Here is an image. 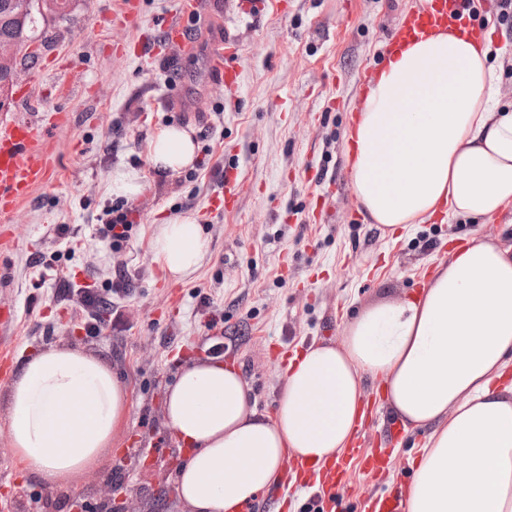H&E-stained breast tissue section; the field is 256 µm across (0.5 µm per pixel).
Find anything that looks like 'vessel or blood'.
<instances>
[{
	"mask_svg": "<svg viewBox=\"0 0 512 512\" xmlns=\"http://www.w3.org/2000/svg\"><path fill=\"white\" fill-rule=\"evenodd\" d=\"M204 0H181L177 10L161 14L157 20L162 38L181 47L188 46L186 20L203 10ZM470 0H422L417 11L400 17L388 33L389 45L426 32H440L471 24ZM225 62L215 74L218 85L234 87L242 76L240 65L235 62L236 48L225 44L221 50ZM71 115L67 112H45L35 120H0V254L13 251L19 244L11 224L19 206L27 201L34 190L49 183L53 173L50 135L57 128L69 125ZM243 183L236 170H225L224 191L215 198V208L225 211L236 209ZM358 460L362 468L374 474L385 471L387 456L384 450L365 452L354 447L346 458H333L310 465V472L319 476L320 492L315 507L331 504L333 512H353L354 504L344 493L345 462ZM404 486L391 488L370 498L368 512H404L402 501Z\"/></svg>",
	"mask_w": 512,
	"mask_h": 512,
	"instance_id": "obj_1",
	"label": "vessel or blood"
}]
</instances>
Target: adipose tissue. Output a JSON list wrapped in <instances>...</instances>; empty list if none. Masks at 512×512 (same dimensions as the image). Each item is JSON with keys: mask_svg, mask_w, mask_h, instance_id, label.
<instances>
[{"mask_svg": "<svg viewBox=\"0 0 512 512\" xmlns=\"http://www.w3.org/2000/svg\"><path fill=\"white\" fill-rule=\"evenodd\" d=\"M489 44L451 30L387 54L361 95L350 134L354 194L370 223L492 221L512 207V112L499 109ZM151 167L175 174L196 157L186 129H161ZM157 262L193 270L208 248L186 216L158 227ZM512 242L468 240L417 294L362 307L340 345L312 342L281 376L274 414L222 361L190 363L166 393L168 427L189 448L177 477L188 512H239L277 484L286 460L341 456L355 432L363 380H382L386 407L426 436L406 512H512ZM20 459L50 489L97 466L126 395L109 363L54 346L28 358L7 392Z\"/></svg>", "mask_w": 512, "mask_h": 512, "instance_id": "ef3b65f1", "label": "adipose tissue"}]
</instances>
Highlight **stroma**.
<instances>
[{"mask_svg":"<svg viewBox=\"0 0 512 512\" xmlns=\"http://www.w3.org/2000/svg\"><path fill=\"white\" fill-rule=\"evenodd\" d=\"M190 28L194 53L160 42L155 57H117V44L141 41L175 0H138V24L113 26L123 0H73L67 18L43 23L36 63L12 95L4 117L35 109L68 112L71 125L51 134V186L36 189L16 211L22 250L6 257L0 303L19 309L6 348L15 363L53 346L103 357L127 395L112 442L95 468L45 490L19 460L0 465V496L50 493L49 512H72V496L94 494L109 474L122 480L112 502L128 512H187L176 491L184 461L165 421V396L187 362L208 361L221 344L252 388L259 409L273 411L284 363L312 341L340 343L352 311L381 297L400 299L429 281L442 254L468 234L494 236L512 223V207L491 224L432 220L390 229L365 222L344 154L347 133L368 77L385 55L384 35L418 0H266L253 18L240 0H207ZM478 24L506 63L499 97L512 112V30L499 24L497 0H476ZM237 44L242 80L216 86L213 55L225 38ZM178 125L198 133L202 153L191 169L160 175L148 143ZM235 168L245 189L235 211L211 209ZM136 170L144 187L133 196L136 226L120 253L94 238L114 196L117 175ZM333 212L317 222L316 204ZM194 215L208 241L198 268L171 276L157 264L151 239L160 224ZM119 284L127 327L88 332L94 308L81 287ZM222 327L207 329L211 315ZM422 435L405 433L393 448L394 471L373 477L351 464L353 498L382 492L412 476Z\"/></svg>","mask_w":512,"mask_h":512,"instance_id":"35a3bbf8","label":"stroma"}]
</instances>
